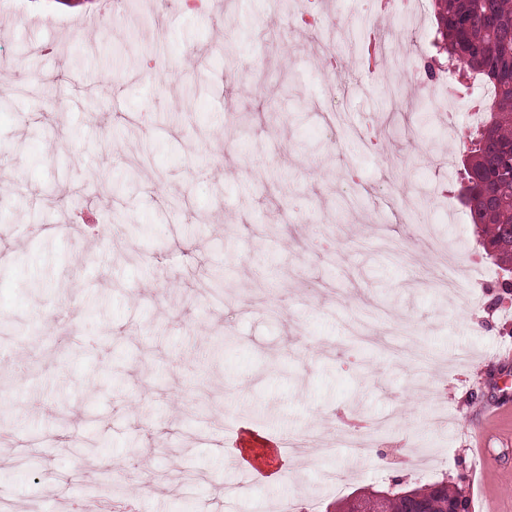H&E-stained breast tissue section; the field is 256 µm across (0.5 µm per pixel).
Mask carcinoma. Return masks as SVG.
<instances>
[{
    "instance_id": "1",
    "label": "carcinoma",
    "mask_w": 512,
    "mask_h": 512,
    "mask_svg": "<svg viewBox=\"0 0 512 512\" xmlns=\"http://www.w3.org/2000/svg\"><path fill=\"white\" fill-rule=\"evenodd\" d=\"M436 5V34L448 41V64L494 90L478 105L460 199L480 229L483 251L507 271L512 269V0H436ZM412 492L414 504L426 512H445L459 488L442 479ZM358 509L410 512L396 491L378 501L366 496Z\"/></svg>"
}]
</instances>
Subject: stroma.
Masks as SVG:
<instances>
[{
  "mask_svg": "<svg viewBox=\"0 0 512 512\" xmlns=\"http://www.w3.org/2000/svg\"><path fill=\"white\" fill-rule=\"evenodd\" d=\"M58 2L0 0V492L17 512L123 477L139 512H332L404 469L431 483L436 460L469 512H512V275L458 198L469 114L416 125L360 63L398 16L137 0L114 24L112 0ZM229 21L256 69L222 59ZM435 27L423 0L403 54L437 55ZM246 428L280 479L225 457ZM304 428L318 450L300 461L282 446Z\"/></svg>",
  "mask_w": 512,
  "mask_h": 512,
  "instance_id": "35a3bbf8",
  "label": "stroma"
}]
</instances>
